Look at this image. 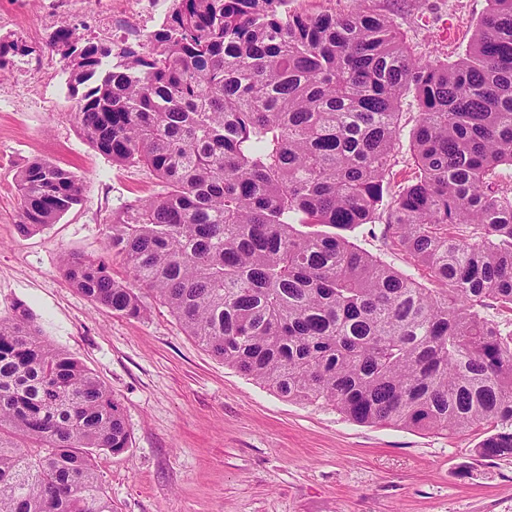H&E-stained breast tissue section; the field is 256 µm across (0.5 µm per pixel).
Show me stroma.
Returning <instances> with one entry per match:
<instances>
[{"instance_id": "1", "label": "stroma", "mask_w": 512, "mask_h": 512, "mask_svg": "<svg viewBox=\"0 0 512 512\" xmlns=\"http://www.w3.org/2000/svg\"><path fill=\"white\" fill-rule=\"evenodd\" d=\"M416 57L455 60L486 0H376ZM173 0H75L46 21L39 0H0V316L25 305L43 336L110 387L130 430L127 451L93 464L114 512H512V457L479 455L480 434L355 423L326 404L294 402L214 358L168 308L128 319L69 286L63 254L106 259L112 219L157 193L155 176L119 166L74 120L66 62L48 48L59 25L82 40H147ZM46 160L72 171L82 194L40 231L17 230L16 174ZM384 219L351 232L362 250L426 281L383 235Z\"/></svg>"}]
</instances>
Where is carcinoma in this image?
Segmentation results:
<instances>
[{
    "label": "carcinoma",
    "mask_w": 512,
    "mask_h": 512,
    "mask_svg": "<svg viewBox=\"0 0 512 512\" xmlns=\"http://www.w3.org/2000/svg\"><path fill=\"white\" fill-rule=\"evenodd\" d=\"M371 2L308 15L288 0H174L146 45L59 26L83 135L162 184L113 218L107 250L128 279L75 254L63 274L130 319L159 300L282 398L359 424L481 429L479 454L507 457L512 320L485 308L512 313V0H488L453 61L416 58ZM409 96L414 171L394 188ZM16 183L24 234L79 202V179L45 160ZM382 206L384 236L433 287L344 235ZM129 440L96 374L25 306L0 316V512H114L93 452Z\"/></svg>",
    "instance_id": "1"
}]
</instances>
